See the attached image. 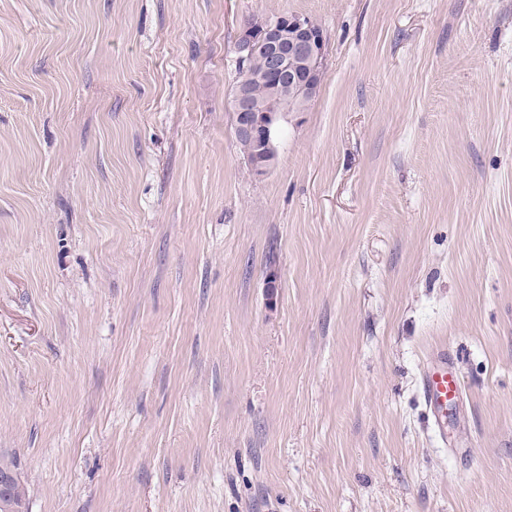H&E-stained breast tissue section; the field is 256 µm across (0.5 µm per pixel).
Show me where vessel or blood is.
<instances>
[{"label": "vessel or blood", "mask_w": 512, "mask_h": 512, "mask_svg": "<svg viewBox=\"0 0 512 512\" xmlns=\"http://www.w3.org/2000/svg\"><path fill=\"white\" fill-rule=\"evenodd\" d=\"M420 391L439 432H446L448 413L461 394L459 377L448 362L446 350L440 349L430 355L420 377Z\"/></svg>", "instance_id": "b4317fda"}]
</instances>
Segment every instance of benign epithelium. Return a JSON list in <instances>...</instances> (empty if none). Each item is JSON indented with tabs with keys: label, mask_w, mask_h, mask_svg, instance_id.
<instances>
[{
	"label": "benign epithelium",
	"mask_w": 512,
	"mask_h": 512,
	"mask_svg": "<svg viewBox=\"0 0 512 512\" xmlns=\"http://www.w3.org/2000/svg\"><path fill=\"white\" fill-rule=\"evenodd\" d=\"M326 51L323 30L308 16L289 14L276 18L254 15L239 28L235 40L236 64L240 76L232 96L236 118L235 135L268 141L270 130L279 117L281 94L274 92L263 103L253 100V81L275 83L289 64L300 67L299 73L288 74V111H303L304 102L317 92ZM265 56V68L250 71L256 55Z\"/></svg>",
	"instance_id": "benign-epithelium-1"
}]
</instances>
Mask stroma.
<instances>
[{"label":"stroma","instance_id":"35a3bbf8","mask_svg":"<svg viewBox=\"0 0 512 512\" xmlns=\"http://www.w3.org/2000/svg\"><path fill=\"white\" fill-rule=\"evenodd\" d=\"M283 13L324 74L257 176ZM1 453L29 512H512V0H0ZM276 18L253 15L239 28L235 40L236 64L240 76L232 96V109L236 118L235 135L260 138L261 146L254 139L237 137L240 151L249 167L257 151L262 158L268 156L265 144L270 130L279 117L281 94L274 92L264 103L255 102L250 92L251 82H276L284 74L289 63L299 66L296 72L288 70L287 79L282 81L291 93L282 100L283 109L288 112H302L304 102L317 92L322 75L326 51V38L323 30L308 16L301 14H281ZM265 56V68L257 73L250 71V61L256 55ZM276 82V84H275ZM250 168V167H249ZM420 391L442 440L447 441L448 411H452L460 397L461 384L457 372L448 364L445 349L430 355L420 377Z\"/></svg>","mask_w":512,"mask_h":512}]
</instances>
